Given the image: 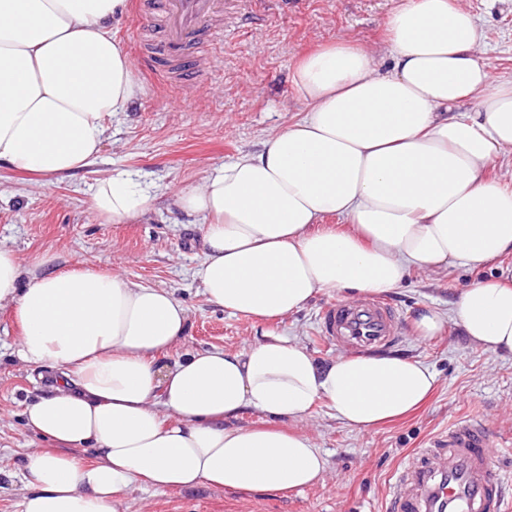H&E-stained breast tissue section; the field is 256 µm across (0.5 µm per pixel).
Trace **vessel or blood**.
I'll use <instances>...</instances> for the list:
<instances>
[{"instance_id": "vessel-or-blood-1", "label": "vessel or blood", "mask_w": 512, "mask_h": 512, "mask_svg": "<svg viewBox=\"0 0 512 512\" xmlns=\"http://www.w3.org/2000/svg\"><path fill=\"white\" fill-rule=\"evenodd\" d=\"M265 0H135L136 11L157 16L162 41L138 53L144 69L174 80L197 82L193 49L210 35L217 19L254 9ZM401 320L385 300L339 301L320 317L319 336L348 353L378 350L399 340ZM497 446L492 423L472 417L451 424L428 447L416 449L391 486V512H505L507 479L493 463Z\"/></svg>"}]
</instances>
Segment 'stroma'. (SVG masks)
<instances>
[{
	"mask_svg": "<svg viewBox=\"0 0 512 512\" xmlns=\"http://www.w3.org/2000/svg\"><path fill=\"white\" fill-rule=\"evenodd\" d=\"M395 0H304L300 8L278 5L264 19L239 16L220 25L214 45L197 53L207 62L194 101L179 89L140 74L142 87L122 124L110 126L99 157L89 166L41 184L37 177L0 167V246L24 265L50 258L66 267L80 260L129 280L170 290L186 307L187 336L167 353L219 347L242 350L257 334L248 316H232L207 302L192 276L202 259L200 232L191 217L169 206L170 193L195 184L212 167L240 152L261 148L269 133L301 117L303 106L291 87L295 58L315 46L347 38L375 52L384 49L383 21ZM487 33L484 54L497 77L512 78V0H465ZM115 36L125 48L158 44V22L128 13ZM125 171L157 187L153 213L114 226L93 219L87 201L98 179ZM512 269V254L478 271L457 267L429 274L409 272L386 299L399 312L404 335L394 353L427 364L438 379L430 401L408 418L370 433L345 427L324 404L295 422L327 458L322 479L300 492L218 490H133L127 512H384L397 469L414 449L473 414L488 418L498 433L497 457L512 458V357L483 350L447 322L435 339L421 340L414 313L437 306L450 313L471 283ZM334 294H317L302 310L277 322L319 362L335 360L318 335L323 308ZM21 330L11 310H0V512H20L24 493L20 468L30 453L51 450L49 441L25 427L22 413L40 395L52 369L31 371L15 355Z\"/></svg>",
	"mask_w": 512,
	"mask_h": 512,
	"instance_id": "obj_1",
	"label": "stroma"
}]
</instances>
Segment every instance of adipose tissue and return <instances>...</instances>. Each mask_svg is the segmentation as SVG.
<instances>
[{"label": "adipose tissue", "instance_id": "adipose-tissue-1", "mask_svg": "<svg viewBox=\"0 0 512 512\" xmlns=\"http://www.w3.org/2000/svg\"><path fill=\"white\" fill-rule=\"evenodd\" d=\"M128 9L0 0V165L51 178L97 158L108 121L140 91L111 29ZM384 29L382 60L344 39L300 55L292 84L303 117L172 193L200 227L194 276L208 302L261 327L241 351L189 350L160 365L188 329L171 291L81 261L26 268L0 248V309L21 325L17 357L56 371L24 411L57 450L27 456L20 512H124L137 486L299 491L327 459L286 422L322 401L369 432L432 394L436 377L420 361L323 364L271 328L321 292L386 294L408 271L476 270L512 252V189L487 175L512 152V80L481 57L478 16L456 0H396ZM155 201L145 182L115 174L88 210L129 224ZM330 217L346 229L325 227ZM453 318L475 345L512 356V282L464 288ZM249 409L263 425H231Z\"/></svg>", "mask_w": 512, "mask_h": 512}]
</instances>
